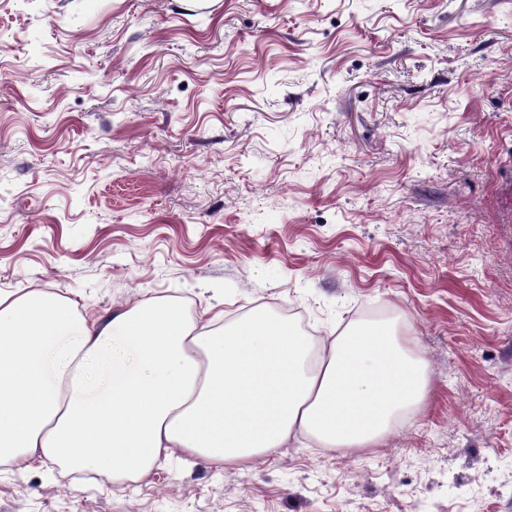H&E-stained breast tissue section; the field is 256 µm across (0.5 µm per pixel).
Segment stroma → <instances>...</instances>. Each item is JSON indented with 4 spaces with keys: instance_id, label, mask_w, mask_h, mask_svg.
I'll return each instance as SVG.
<instances>
[{
    "instance_id": "obj_1",
    "label": "stroma",
    "mask_w": 512,
    "mask_h": 512,
    "mask_svg": "<svg viewBox=\"0 0 512 512\" xmlns=\"http://www.w3.org/2000/svg\"><path fill=\"white\" fill-rule=\"evenodd\" d=\"M366 314L430 365L381 447L0 463V512H512V0H0V293Z\"/></svg>"
}]
</instances>
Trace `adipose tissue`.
Instances as JSON below:
<instances>
[{
	"label": "adipose tissue",
	"instance_id": "ef3b65f1",
	"mask_svg": "<svg viewBox=\"0 0 512 512\" xmlns=\"http://www.w3.org/2000/svg\"><path fill=\"white\" fill-rule=\"evenodd\" d=\"M218 320L149 299L93 322L49 292L0 295V459L143 477L178 451L248 469L301 435L379 447L428 395V363L390 323L350 327L312 363L265 312Z\"/></svg>",
	"mask_w": 512,
	"mask_h": 512
}]
</instances>
